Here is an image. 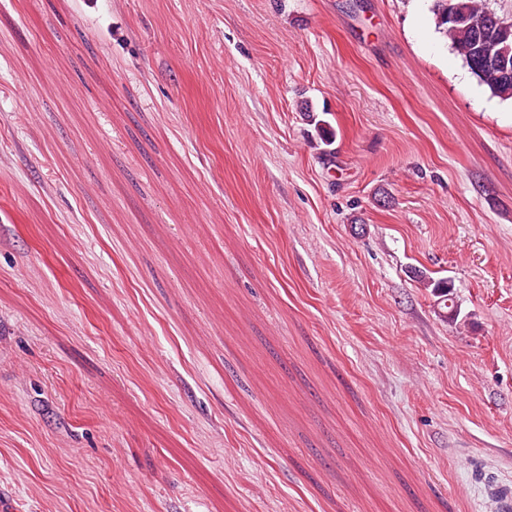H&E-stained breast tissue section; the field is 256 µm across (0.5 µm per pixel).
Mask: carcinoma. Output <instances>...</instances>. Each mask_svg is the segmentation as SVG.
Here are the masks:
<instances>
[{"label":"carcinoma","mask_w":512,"mask_h":512,"mask_svg":"<svg viewBox=\"0 0 512 512\" xmlns=\"http://www.w3.org/2000/svg\"><path fill=\"white\" fill-rule=\"evenodd\" d=\"M433 11L452 48L461 56L477 83L492 96L512 99V19L499 16L488 0H434ZM424 287L449 301L452 284L419 275Z\"/></svg>","instance_id":"cac0c4a2"}]
</instances>
